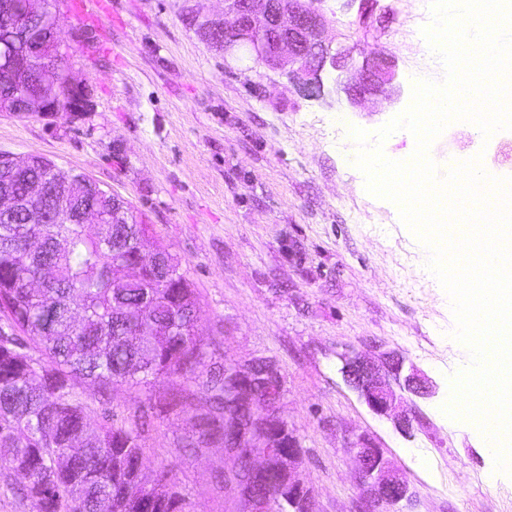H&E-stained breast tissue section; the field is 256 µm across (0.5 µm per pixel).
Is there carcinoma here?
I'll list each match as a JSON object with an SVG mask.
<instances>
[{
  "instance_id": "cac0c4a2",
  "label": "carcinoma",
  "mask_w": 512,
  "mask_h": 512,
  "mask_svg": "<svg viewBox=\"0 0 512 512\" xmlns=\"http://www.w3.org/2000/svg\"><path fill=\"white\" fill-rule=\"evenodd\" d=\"M40 55L68 63L70 42L59 13ZM64 190L112 221L111 194L71 173ZM23 212L0 218V313L11 334L0 338V470L25 479L24 497L39 512H186L173 476L165 483L144 467L145 409L116 425L106 414L88 432L89 407L70 384L84 377L106 390L182 376L211 394L218 415L201 420L199 439L224 440L237 420L261 419L238 403L224 414V372L200 379L207 347L196 338L198 298L181 262L147 224H132L118 245L82 224H29ZM165 252L162 279L147 261ZM37 350L42 358L30 354Z\"/></svg>"
}]
</instances>
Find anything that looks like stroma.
I'll return each mask as SVG.
<instances>
[{
	"label": "stroma",
	"instance_id": "obj_1",
	"mask_svg": "<svg viewBox=\"0 0 512 512\" xmlns=\"http://www.w3.org/2000/svg\"><path fill=\"white\" fill-rule=\"evenodd\" d=\"M74 4L61 0V24L91 35L72 44L68 63L93 112L51 123L0 112V151L84 173L152 225L197 292L207 368L274 364L273 411L305 450L299 470L317 512H372L353 452L359 441L381 449L408 482L413 501L401 512H512V476L495 473L482 434L439 412L462 351L429 251L354 164L351 128L376 132L412 101L432 22L422 0H378L367 27L353 0L321 5L334 45L355 62L367 54L394 62L397 103L382 94L353 100L330 73L316 99L261 61L225 67L192 20L219 17L221 0H110L94 22ZM429 154L442 168L478 156L494 177L512 178V131L486 138L455 122ZM345 353H390L426 377L431 395L405 396L410 433L345 381ZM71 385L93 427L102 411L122 424L145 402L183 394L146 432L145 466L171 471L189 512H244L221 482L223 444L189 445L215 409L205 390L180 377L108 393L83 378Z\"/></svg>",
	"mask_w": 512,
	"mask_h": 512
}]
</instances>
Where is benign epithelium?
<instances>
[{
  "label": "benign epithelium",
  "instance_id": "7a95c632",
  "mask_svg": "<svg viewBox=\"0 0 512 512\" xmlns=\"http://www.w3.org/2000/svg\"><path fill=\"white\" fill-rule=\"evenodd\" d=\"M5 9L4 27L0 30V42L5 45H18L27 40L29 17L43 11L41 0H28L25 8L15 11L10 4H3ZM197 29L208 32L224 29L232 36L224 39V66L241 59L247 53L260 58L271 69L285 73L308 89L314 90L315 97H324L322 72L330 67L337 72L334 83L343 90L353 91L360 97L385 92V86L395 78L394 65L377 57H365L360 68L352 64V57L345 49H334L328 36L324 16L316 9L303 8L300 0H224V12L218 20L195 16ZM53 80V71H43V81L37 92L30 94L25 102V114H36L45 120L56 118L61 107L55 99L47 95L46 87ZM44 185L39 181L29 184L25 197L19 198L9 192L0 193V213L5 215L17 210H25L28 223L43 224L41 199ZM137 217L122 199H116L112 206V223L133 224ZM56 224H101L102 216L94 210L76 209L62 196L58 201L54 216ZM403 362L386 354L379 362L370 358H343L341 373L367 405L380 416L391 418L404 433H410V420L401 409L392 383L396 382L402 389L415 394L428 393V383L417 372L401 375ZM241 388L253 392L264 391L265 405L269 406L276 399L280 381L275 370L264 362H257L242 372L231 367ZM270 440L255 442L242 430L235 432L230 442L224 444L229 457L236 455L238 448L264 449L263 462L252 464L249 475L268 472V460L278 455L283 457L288 467V505L292 512H316L314 498L304 485L297 472V464L302 457L298 440L288 434L282 421L270 416ZM355 457L362 482L367 485L373 502L381 507L379 512H392L391 507L410 497L405 480L394 473L379 448L354 446ZM249 483L242 478V483L230 484L232 492L244 504L250 506L248 512H269L270 500L249 494H242V485Z\"/></svg>",
  "mask_w": 512,
  "mask_h": 512
}]
</instances>
